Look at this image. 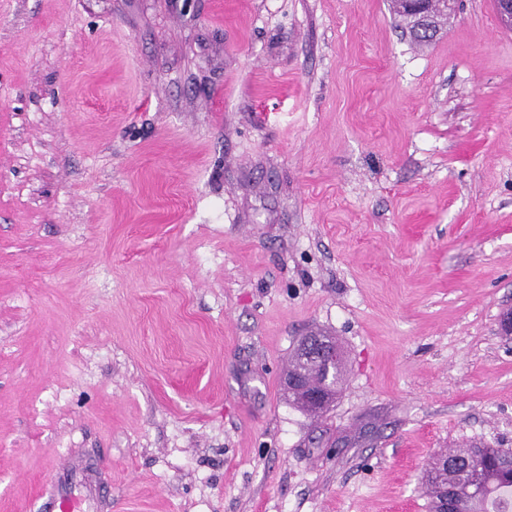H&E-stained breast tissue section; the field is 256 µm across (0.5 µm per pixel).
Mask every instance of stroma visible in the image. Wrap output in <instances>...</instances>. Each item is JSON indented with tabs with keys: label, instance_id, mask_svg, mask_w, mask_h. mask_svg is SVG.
<instances>
[{
	"label": "stroma",
	"instance_id": "stroma-1",
	"mask_svg": "<svg viewBox=\"0 0 512 512\" xmlns=\"http://www.w3.org/2000/svg\"><path fill=\"white\" fill-rule=\"evenodd\" d=\"M509 311L493 0L422 45L389 0H0V512H428L435 453L512 448ZM321 338L334 341L335 346H331L327 341L317 338V339H308L304 348L307 352H317L321 357L327 359V369L329 371L328 378L331 373V369L333 364L335 363V355H336V369L335 374L332 375L331 385H327L325 383V372H324V364L318 360V358L308 355L305 358V355L300 354L301 345L303 339L298 344L292 358H291V367L288 369L285 384L288 390V396L291 400L298 405L299 407L313 413V414H321L327 410L329 405L336 398V394L341 389V386L344 382V355L341 347L336 343V340L331 336H320ZM294 375H301L304 377L305 385L299 390H293L288 386V379L293 377ZM325 389L328 395L327 407L324 410H316L309 407L306 404L305 396L306 392L309 390H322Z\"/></svg>",
	"mask_w": 512,
	"mask_h": 512
}]
</instances>
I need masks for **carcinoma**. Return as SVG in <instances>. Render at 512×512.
<instances>
[{"mask_svg":"<svg viewBox=\"0 0 512 512\" xmlns=\"http://www.w3.org/2000/svg\"><path fill=\"white\" fill-rule=\"evenodd\" d=\"M344 355L336 347V369L331 384L325 383L324 364L314 356L295 350L286 378L304 377L299 390L288 389V396L299 407L316 414L306 404V392L326 390L332 403L344 382ZM429 512H512V449L474 443L464 451L446 450L429 464L422 482Z\"/></svg>","mask_w":512,"mask_h":512,"instance_id":"cac0c4a2","label":"carcinoma"}]
</instances>
